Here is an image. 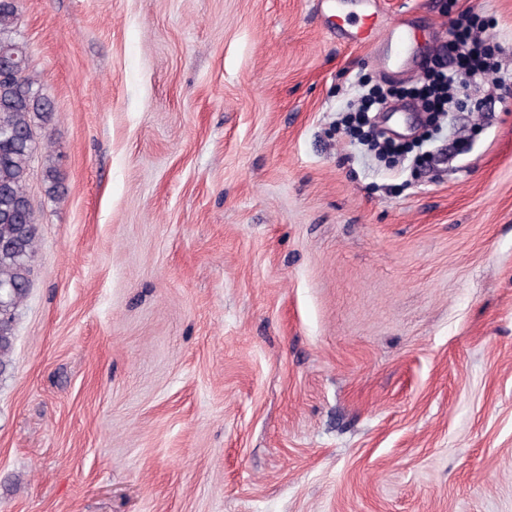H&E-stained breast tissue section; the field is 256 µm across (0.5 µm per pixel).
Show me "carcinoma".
Masks as SVG:
<instances>
[{"instance_id":"cac0c4a2","label":"carcinoma","mask_w":512,"mask_h":512,"mask_svg":"<svg viewBox=\"0 0 512 512\" xmlns=\"http://www.w3.org/2000/svg\"><path fill=\"white\" fill-rule=\"evenodd\" d=\"M18 17V0H0V45L12 47L22 60L27 44ZM38 88L40 83L28 71L21 82L0 79V376L11 369L16 313L29 291L37 246V225L27 196L36 154L30 135L49 125L54 112L53 105L33 100ZM44 179L50 191L60 193L61 173L50 158Z\"/></svg>"}]
</instances>
